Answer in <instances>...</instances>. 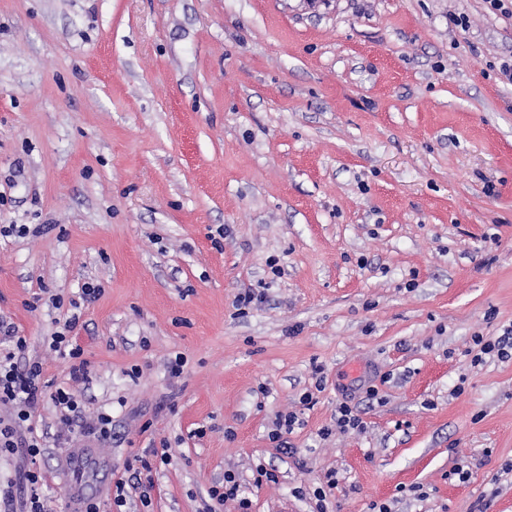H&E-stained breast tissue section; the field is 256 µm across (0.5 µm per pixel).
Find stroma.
<instances>
[{
  "instance_id": "1",
  "label": "stroma",
  "mask_w": 512,
  "mask_h": 512,
  "mask_svg": "<svg viewBox=\"0 0 512 512\" xmlns=\"http://www.w3.org/2000/svg\"><path fill=\"white\" fill-rule=\"evenodd\" d=\"M507 64L512 0H0V225L30 229L0 235V317L59 384L49 298L104 289L75 331L115 434L72 436L85 496L163 441L152 512H203L228 469L251 512H311L331 471L329 512H512V359L470 354L512 322ZM39 414L41 500L72 512ZM296 422H298L296 413H289L285 415L278 414L272 422V427L269 432V439L272 442H277V450H279L280 453L288 454L291 457L295 454V449L291 447L288 448V442L283 439V435L291 433Z\"/></svg>"
}]
</instances>
